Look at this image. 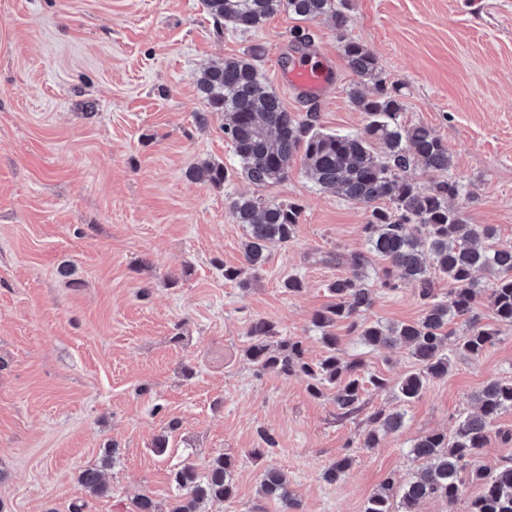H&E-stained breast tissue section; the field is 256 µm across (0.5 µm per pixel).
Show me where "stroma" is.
Listing matches in <instances>:
<instances>
[{"label":"stroma","instance_id":"obj_1","mask_svg":"<svg viewBox=\"0 0 512 512\" xmlns=\"http://www.w3.org/2000/svg\"><path fill=\"white\" fill-rule=\"evenodd\" d=\"M348 17V36L401 86L402 121L447 145L450 174L468 190L455 207L512 242V0H349ZM299 26L334 77L315 97L282 79ZM255 44L288 111L316 112L331 133L362 128L331 20L283 12L241 33L214 26L202 0H0V512H131L139 495L166 512L174 472H205L219 453L235 463L234 493L202 512H282L260 489L268 470L287 475L296 512H363L386 477L413 478L416 438L452 432L473 393L512 379V325L484 314L494 345L455 359L405 406L403 427L367 448L369 416L396 407L397 384L416 368L408 349L366 346L337 325L338 355L388 381L347 417L332 393L312 397L306 379L246 357L256 319L303 340L310 360L323 356L311 318L345 273L326 257L363 249L367 220L301 164L264 187L236 174L224 116L205 112L195 80ZM208 161L231 168L229 180H192ZM241 195L303 206L295 240L270 245L246 288L224 278L243 261L246 228L230 211ZM383 266L366 271L377 291L367 321L421 318L412 285L379 287ZM291 275L301 291L284 288ZM263 430L278 445L252 457ZM345 455L346 477L325 482ZM98 465L110 491L86 495L78 476Z\"/></svg>","mask_w":512,"mask_h":512}]
</instances>
